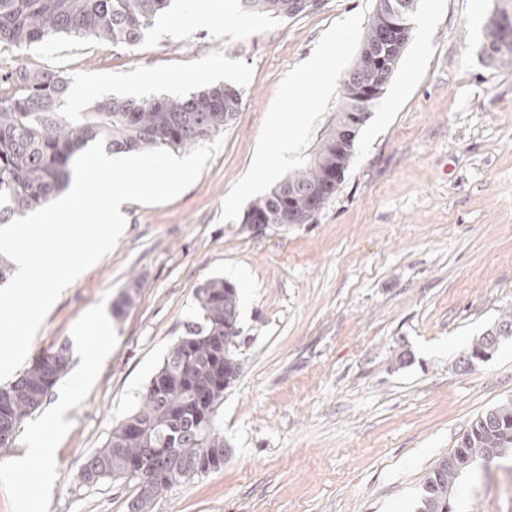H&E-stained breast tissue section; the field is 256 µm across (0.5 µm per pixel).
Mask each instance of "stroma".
<instances>
[{
    "mask_svg": "<svg viewBox=\"0 0 512 512\" xmlns=\"http://www.w3.org/2000/svg\"><path fill=\"white\" fill-rule=\"evenodd\" d=\"M373 0H322L293 17L242 11L236 0H176L133 47L62 35L21 52L31 69L69 78L80 112L112 97L240 90L224 145L172 201L128 203L127 231L46 316L28 360L61 344L70 366L27 417L0 466L38 428L54 480L36 512H128L133 485L78 482L86 458L132 413L196 312V293L242 269V371L224 395L218 470L175 484L152 512H417L426 472L473 419L512 399V340L459 370L460 351L512 307V65L482 53L492 14L512 0H417L428 39L412 36L355 140L345 179L313 223L249 231L239 195L267 114H284L295 147L275 175L310 158L336 116L341 78L362 45ZM212 14L213 26L196 18ZM335 38L330 85L291 102L290 74ZM237 196L235 209L224 200ZM131 303L112 316L119 294ZM105 323L98 350L89 331ZM98 373L81 376L89 352ZM69 401L64 431L52 414ZM455 512H512V456L478 465Z\"/></svg>",
    "mask_w": 512,
    "mask_h": 512,
    "instance_id": "35a3bbf8",
    "label": "stroma"
}]
</instances>
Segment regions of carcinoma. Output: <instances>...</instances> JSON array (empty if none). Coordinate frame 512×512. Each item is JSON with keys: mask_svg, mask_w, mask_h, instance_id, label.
<instances>
[{"mask_svg": "<svg viewBox=\"0 0 512 512\" xmlns=\"http://www.w3.org/2000/svg\"><path fill=\"white\" fill-rule=\"evenodd\" d=\"M173 0H0V47L23 51L60 34L108 40L133 47ZM245 9L289 17L306 11L303 0H241ZM405 28L386 29L369 18L359 56L345 75L336 123L321 138L306 165L276 184L246 210L243 221L261 213L269 224L288 223V213L322 209L344 177L330 180L336 143L345 141L347 170L355 140L347 139L348 115L371 110L349 90L359 81L386 87L411 36L414 0H403ZM486 50L512 61V20L507 11L486 26ZM70 82L61 74L15 65L0 71V224L55 197L68 183L71 165L88 144L103 140L114 154L155 148L179 150L209 140L240 110V90L212 85L184 96L114 97L83 112L69 108ZM197 317L170 347L156 375L164 390L148 384L137 408L118 421L104 447L90 455L78 479L86 484L125 480L134 485L129 512H151L159 496L177 483L224 466V392L242 369L237 353L238 294L221 278L208 280L196 295ZM70 363L63 344L36 359L12 384L0 387V448L51 393ZM228 385L220 384L223 376ZM502 421L487 429L475 419L460 448L474 462L493 448H512V407L497 411ZM463 475L446 456L427 472L418 512H445L448 496Z\"/></svg>", "mask_w": 512, "mask_h": 512, "instance_id": "carcinoma-1", "label": "carcinoma"}]
</instances>
